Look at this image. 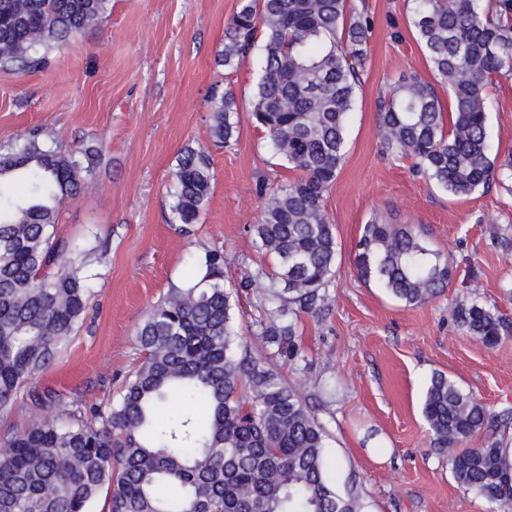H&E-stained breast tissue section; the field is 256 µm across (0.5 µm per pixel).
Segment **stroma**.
<instances>
[{
	"label": "stroma",
	"instance_id": "35a3bbf8",
	"mask_svg": "<svg viewBox=\"0 0 512 512\" xmlns=\"http://www.w3.org/2000/svg\"><path fill=\"white\" fill-rule=\"evenodd\" d=\"M370 55L347 129L346 158L325 206L337 254L325 309L301 314L298 359L282 379L311 403L326 427L339 488L353 487L362 512H486L455 481L432 444L423 393L442 373L490 414L512 409V334L492 348L460 328L458 309L478 303L512 323V180L454 196L406 164L383 157L377 102L408 72L430 77L407 22V0H365ZM239 0H112L94 30L73 38L32 73L0 69V145L18 132H50L65 150L93 146L94 178L65 199L57 235L84 258L86 318L58 347L40 387L106 408L142 361L137 330L175 286L196 283L208 252L224 255V283L237 291L235 327L258 359L270 320L257 274L272 275L256 247L259 178H295L264 146L250 116L260 76L251 55L225 72L224 32ZM230 89L240 110L230 145L214 143L205 100ZM488 134L497 163L512 157V74L489 89ZM212 163L199 223H171L172 171L185 148ZM421 228L448 256L446 290L420 305L394 299L357 276V241L373 217Z\"/></svg>",
	"mask_w": 512,
	"mask_h": 512
}]
</instances>
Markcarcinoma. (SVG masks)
<instances>
[{"label": "carcinoma", "instance_id": "1", "mask_svg": "<svg viewBox=\"0 0 512 512\" xmlns=\"http://www.w3.org/2000/svg\"><path fill=\"white\" fill-rule=\"evenodd\" d=\"M409 23L436 83L411 72L378 102L382 153L453 195L498 177L487 135L488 88L512 72V0L489 14L480 0H410ZM111 0H0V68L27 72L98 26ZM365 0H240L221 51L232 71L256 46L263 74L250 103L269 151L298 172L256 186L257 247L275 262L263 285L275 320L260 336L288 361L299 355L298 314L327 299L336 235L325 194L345 161L346 129L369 58ZM448 90L444 105L435 84ZM211 135L229 145L239 106L228 90L207 99ZM95 150H62L42 131L0 151V412L21 392L47 417L0 438V512H362L358 494L329 474L328 433L275 366L253 358L234 333L232 290L221 285L224 255L204 258L199 282L172 288L137 332L143 361L119 400L86 412L36 378L54 360L89 305L81 266L52 273L68 248L55 226L63 201L96 170ZM172 222L196 224L211 192L209 157L185 149L173 171ZM357 274L408 305L448 287V257L409 224L364 225ZM485 346L508 331L480 304L457 312ZM186 413L165 412L172 399ZM422 413L434 447L448 455L458 485L498 512H512V450L496 438L458 446L488 427L485 407L442 373L425 390Z\"/></svg>", "mask_w": 512, "mask_h": 512}]
</instances>
